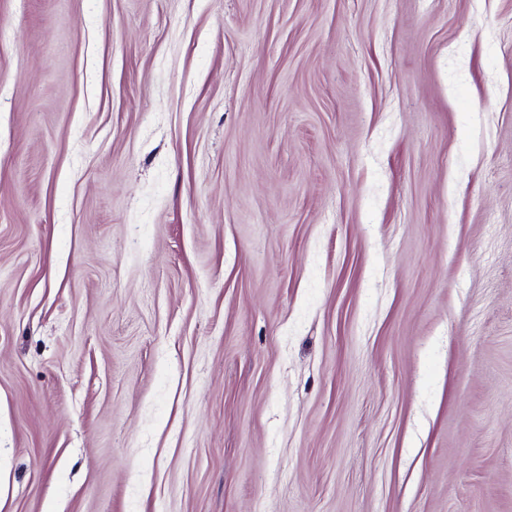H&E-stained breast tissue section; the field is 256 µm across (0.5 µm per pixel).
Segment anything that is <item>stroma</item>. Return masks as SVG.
I'll use <instances>...</instances> for the list:
<instances>
[{
  "label": "stroma",
  "instance_id": "stroma-1",
  "mask_svg": "<svg viewBox=\"0 0 512 512\" xmlns=\"http://www.w3.org/2000/svg\"><path fill=\"white\" fill-rule=\"evenodd\" d=\"M0 512H512V0H0Z\"/></svg>",
  "mask_w": 512,
  "mask_h": 512
}]
</instances>
